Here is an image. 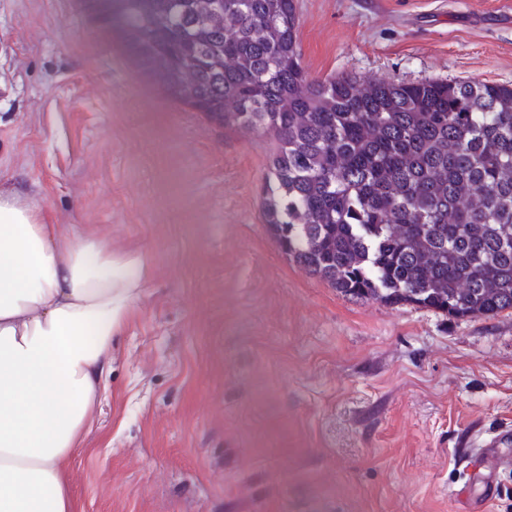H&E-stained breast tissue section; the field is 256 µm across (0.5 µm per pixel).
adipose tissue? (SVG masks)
<instances>
[{
  "label": "adipose tissue",
  "mask_w": 512,
  "mask_h": 512,
  "mask_svg": "<svg viewBox=\"0 0 512 512\" xmlns=\"http://www.w3.org/2000/svg\"><path fill=\"white\" fill-rule=\"evenodd\" d=\"M147 277L145 254L0 189V512H74L68 466Z\"/></svg>",
  "instance_id": "adipose-tissue-1"
}]
</instances>
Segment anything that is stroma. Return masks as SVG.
Returning a JSON list of instances; mask_svg holds the SVG:
<instances>
[{
  "label": "stroma",
  "instance_id": "stroma-1",
  "mask_svg": "<svg viewBox=\"0 0 512 512\" xmlns=\"http://www.w3.org/2000/svg\"><path fill=\"white\" fill-rule=\"evenodd\" d=\"M314 78L512 85V0H296ZM278 146L178 101L85 0H0V186L152 273L74 512H466L460 460L512 430V310L344 296L279 250Z\"/></svg>",
  "mask_w": 512,
  "mask_h": 512
}]
</instances>
